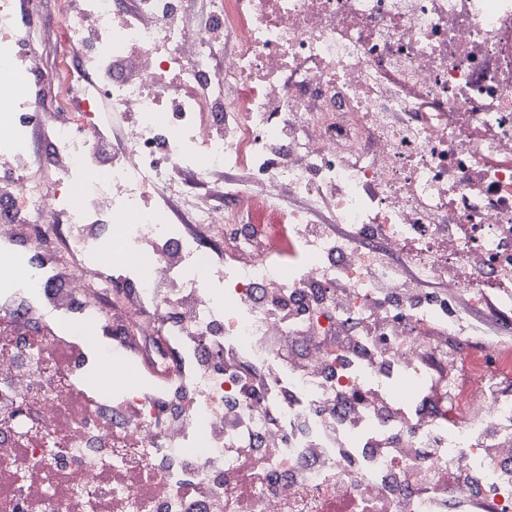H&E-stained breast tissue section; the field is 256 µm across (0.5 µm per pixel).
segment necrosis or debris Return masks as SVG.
<instances>
[{
	"instance_id": "necrosis-or-debris-1",
	"label": "necrosis or debris",
	"mask_w": 512,
	"mask_h": 512,
	"mask_svg": "<svg viewBox=\"0 0 512 512\" xmlns=\"http://www.w3.org/2000/svg\"><path fill=\"white\" fill-rule=\"evenodd\" d=\"M16 2L0 512H512V0ZM31 3L26 5L28 13V23L41 31V40L39 42V54L42 64L49 67L55 57V38L56 32L51 24L45 21L50 16L54 8V0H29ZM50 32V36L48 35Z\"/></svg>"
}]
</instances>
